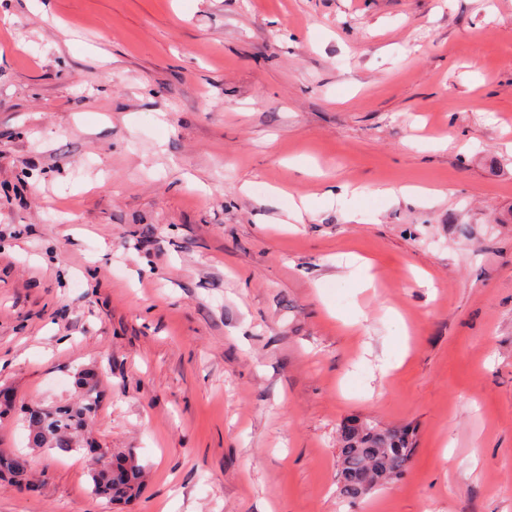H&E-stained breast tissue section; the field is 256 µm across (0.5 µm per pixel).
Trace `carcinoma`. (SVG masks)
<instances>
[{
    "label": "carcinoma",
    "mask_w": 512,
    "mask_h": 512,
    "mask_svg": "<svg viewBox=\"0 0 512 512\" xmlns=\"http://www.w3.org/2000/svg\"><path fill=\"white\" fill-rule=\"evenodd\" d=\"M84 388L80 401L49 413L28 412L26 423L32 443L39 448L70 452L83 447L91 433L99 392L94 374L78 376ZM338 454V492L347 499H357L388 480L401 478L407 471L415 449V433L408 426L381 427L370 420L352 418L340 429ZM92 491L117 501H132L143 488V468L133 454L112 460L107 465L99 454L90 472Z\"/></svg>",
    "instance_id": "obj_1"
}]
</instances>
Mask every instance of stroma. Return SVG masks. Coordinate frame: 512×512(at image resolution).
Returning a JSON list of instances; mask_svg holds the SVG:
<instances>
[{
  "label": "stroma",
  "mask_w": 512,
  "mask_h": 512,
  "mask_svg": "<svg viewBox=\"0 0 512 512\" xmlns=\"http://www.w3.org/2000/svg\"><path fill=\"white\" fill-rule=\"evenodd\" d=\"M51 5L0 0V512H512V0ZM87 369L129 504L20 413ZM353 417L417 439L355 500ZM105 453L97 457V465L90 472L95 495L124 502L136 499L143 488V468L133 454L112 459V471L104 460Z\"/></svg>",
  "instance_id": "obj_1"
}]
</instances>
